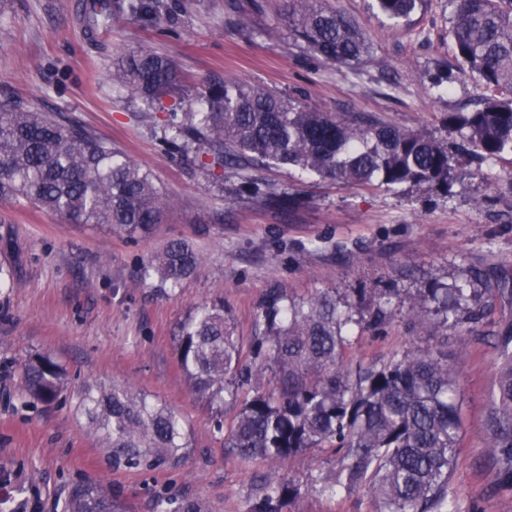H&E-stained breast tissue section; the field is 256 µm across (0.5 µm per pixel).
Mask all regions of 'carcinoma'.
<instances>
[{"mask_svg": "<svg viewBox=\"0 0 512 512\" xmlns=\"http://www.w3.org/2000/svg\"><path fill=\"white\" fill-rule=\"evenodd\" d=\"M399 22L424 0H376ZM449 34L458 73L482 93L470 110L451 112L444 126L459 132L470 155L490 164L512 156V0H448ZM294 36L312 54L338 68L359 63L370 43L358 23L327 0H284ZM161 19L159 0H128L89 12L91 29L135 18ZM112 86L147 108L174 111L164 119L170 143L212 175L227 171L256 201L278 209L304 205L259 177L264 169L293 166L346 187L375 181L389 187L448 190L456 174L447 139L406 130L367 113L321 112L302 95L259 84L215 83L191 98L176 62L137 50L117 58ZM22 199L69 224L104 225L135 234L162 223L175 207L151 173L127 159L112 142L62 112H44L30 101H0V199ZM200 257L181 242L148 260L145 274L175 288ZM481 273L452 285L434 281L416 293L387 298L369 318L353 317L336 293L268 295L257 317L259 335L242 364L243 345L224 305L203 303L177 336L180 365L192 389L212 405L241 403L224 433V447L242 460L283 465L310 448L343 452L340 467L321 485L335 496L370 484L377 512H461L448 480L459 454L463 421L454 401L459 388L455 353L441 340L448 326L476 325L488 314L472 306ZM408 305L413 328L428 340L381 364L345 359L354 331L375 328L392 304ZM499 368L486 416L487 447L503 480L512 483V334L495 343ZM273 374V386L241 397L252 377ZM22 392L45 404L66 392L65 371L49 353L36 352L22 368ZM81 406L102 434L112 460L152 466L186 447L185 429L170 408L125 386L86 389ZM299 492L291 480H267L252 512H283ZM59 512H123L100 482L72 485Z\"/></svg>", "mask_w": 512, "mask_h": 512, "instance_id": "1", "label": "carcinoma"}]
</instances>
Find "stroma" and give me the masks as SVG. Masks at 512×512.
Masks as SVG:
<instances>
[{"label": "stroma", "mask_w": 512, "mask_h": 512, "mask_svg": "<svg viewBox=\"0 0 512 512\" xmlns=\"http://www.w3.org/2000/svg\"><path fill=\"white\" fill-rule=\"evenodd\" d=\"M87 0H0V100L24 98L63 112L150 170L178 205L164 223L133 236L78 226L14 200L0 199V258L13 278L0 288V469L41 512H55L69 485L104 482L127 512H170L195 501L203 512H249L262 479L275 473L301 484L284 512H376L369 485L334 497L319 484L340 454L314 448L282 470L237 459L218 423L234 409L198 399L176 355L180 324L200 303L223 299L244 345H251L263 296L279 288L306 297L335 291L354 310L384 294L409 295L431 280L453 283L471 272L494 273L512 288V176H459L450 195L381 184L343 187L283 168L262 171L278 191L302 197L295 211L265 206L232 177L213 178L162 142L164 113L149 112L108 77L121 53L148 49L175 59L192 88L246 81L302 93L324 112H364L408 130L433 131L466 107L472 82L438 96L431 81L455 63L446 0H428L394 22L376 0H330L357 19L371 42L360 64L336 69L307 51L289 30L282 0H164L171 21L135 19L91 37ZM202 257L183 287L161 285L143 266L168 243ZM490 316L472 332L447 331L458 355L464 432L448 491L462 512H512L486 448L485 415L496 379V336L512 311L483 293ZM405 307L388 312L377 331L362 332L348 357L382 363L426 346ZM53 354L67 369L64 400L47 405L21 393L30 354ZM130 386L168 406L188 428L187 446L150 468L113 464L80 407L87 386Z\"/></svg>", "instance_id": "35a3bbf8"}]
</instances>
